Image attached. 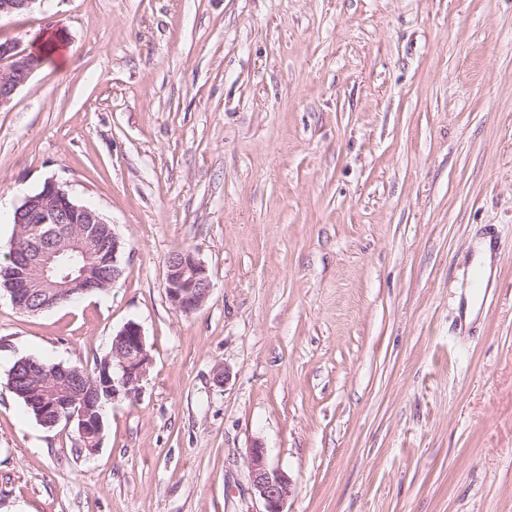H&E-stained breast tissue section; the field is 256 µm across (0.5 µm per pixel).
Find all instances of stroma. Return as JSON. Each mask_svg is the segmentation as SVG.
Segmentation results:
<instances>
[{
    "label": "stroma",
    "mask_w": 512,
    "mask_h": 512,
    "mask_svg": "<svg viewBox=\"0 0 512 512\" xmlns=\"http://www.w3.org/2000/svg\"><path fill=\"white\" fill-rule=\"evenodd\" d=\"M44 36L66 65L0 110V258L53 178L124 240V274L35 314L0 290V512H261L257 441L291 480L285 512H512V0H37L0 18V43ZM180 248L212 283L188 315L165 291ZM131 320L142 392L80 452L8 372L94 371Z\"/></svg>",
    "instance_id": "35a3bbf8"
}]
</instances>
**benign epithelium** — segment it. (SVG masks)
Segmentation results:
<instances>
[{
  "label": "benign epithelium",
  "mask_w": 512,
  "mask_h": 512,
  "mask_svg": "<svg viewBox=\"0 0 512 512\" xmlns=\"http://www.w3.org/2000/svg\"><path fill=\"white\" fill-rule=\"evenodd\" d=\"M38 0H0V18L23 13L33 8ZM39 55L27 52L15 44L0 43V110L8 107L15 93L28 84L32 75L40 67ZM14 223L33 226L34 240L22 253L18 254L17 266L25 272L30 268L49 271L54 258L64 253L57 246L48 248L43 242L54 238L52 224H103L100 213L78 202L66 185L51 178L42 188L26 196L14 209ZM124 243L117 234H112V280L123 274L122 255ZM165 290L172 307L181 313L189 314L200 308L212 290L207 268L188 250L172 252L165 262ZM14 306L24 308L25 302L34 298L43 299L37 310L51 308L70 300L75 294L71 288H32L26 276H17L16 287L8 289ZM152 356L141 325L127 322L112 337V357L106 358L98 377L99 387L105 391L109 402L134 400L142 389ZM38 419H52V425L60 422L75 424L80 441H92L87 448L95 453L103 439L104 422L102 407H86L82 394L77 389L62 386H49L40 393H34L29 400ZM247 465L254 494L262 501L264 512H285V505L291 496V481L288 476L273 469L268 464V452L264 445L256 441L247 451Z\"/></svg>",
  "instance_id": "1"
}]
</instances>
